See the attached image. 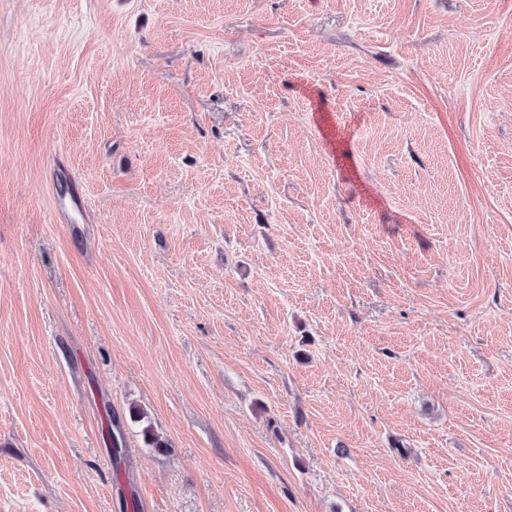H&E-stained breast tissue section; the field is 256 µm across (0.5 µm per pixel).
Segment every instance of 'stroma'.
I'll use <instances>...</instances> for the list:
<instances>
[{"mask_svg":"<svg viewBox=\"0 0 512 512\" xmlns=\"http://www.w3.org/2000/svg\"><path fill=\"white\" fill-rule=\"evenodd\" d=\"M131 497L512 512V0H0V512ZM85 201L81 197L70 195L68 199H61L56 202L55 220L57 223L66 224L76 214L83 219ZM129 419L132 423H137L142 425V435L144 438L145 444L148 448H153L158 452H162L167 447V443L162 440V438L155 433L154 429L150 424H145L147 422V413L144 412L138 406H133L129 410Z\"/></svg>","mask_w":512,"mask_h":512,"instance_id":"stroma-1","label":"stroma"}]
</instances>
